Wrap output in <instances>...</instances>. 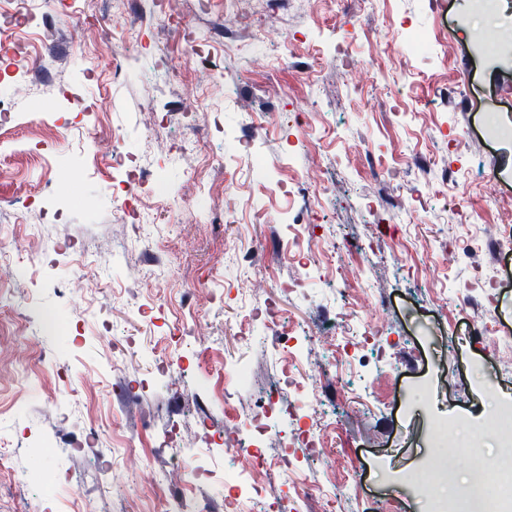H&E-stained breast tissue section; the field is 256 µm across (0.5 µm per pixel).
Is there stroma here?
<instances>
[{
    "label": "stroma",
    "instance_id": "stroma-1",
    "mask_svg": "<svg viewBox=\"0 0 512 512\" xmlns=\"http://www.w3.org/2000/svg\"><path fill=\"white\" fill-rule=\"evenodd\" d=\"M225 0H181L182 28L158 32L144 15L142 41L111 48L112 67L76 31L82 15L129 23L112 0H79L70 14L47 4L58 36L43 60L20 67L0 55V87L22 75L30 91L18 120L0 129V258L23 267L30 236L54 258L18 288L0 287V512H144L153 477L178 492L169 474L200 465L209 512H225L223 452L198 442L189 457L158 442L172 422L193 431L199 419L224 428V361L249 366L245 397L265 396L281 370L279 338L256 324L247 341L225 331L244 314L240 257L258 251L254 279L284 283L283 323L311 335L337 329L345 353L326 375L329 354L314 344L296 375L319 389L335 443L291 442L277 429L294 400L282 396L267 446L274 461L262 495L274 512H318L303 500L306 480L327 486L334 512H432L408 474L447 460L438 423L459 420L481 431L486 455L499 454L483 421L512 398V344L497 345L474 326L498 322L512 332V252L498 255L500 225L512 224V9L480 12L476 0H302L286 5L275 36L255 43L245 28L224 26ZM209 39L222 76L207 67L177 70L182 30ZM432 33L434 48L414 49L410 30ZM348 46L342 59L340 46ZM281 85L284 98L269 99ZM198 97L197 131L183 124L186 92ZM274 108L287 130H257L244 115ZM163 133L192 136L195 158L152 152L151 168L172 194H186L210 223L169 207L145 225L112 209V172L89 162L84 147L120 130L137 142L152 113ZM309 113L312 129L295 124ZM240 139L254 142L270 181L250 177ZM323 168L326 186L276 182L287 172ZM233 194L236 222L224 218ZM309 224L363 242L340 250L334 271L304 273L296 242ZM361 285L378 309L365 331L349 315L341 287ZM469 315L454 313L458 296ZM26 306L27 369L11 352ZM181 319L204 338L171 336ZM169 351L178 382L154 377L153 353ZM95 435L73 450L71 437ZM365 469L359 488L334 484L352 456ZM47 478L40 496L19 488L15 470Z\"/></svg>",
    "mask_w": 512,
    "mask_h": 512
}]
</instances>
